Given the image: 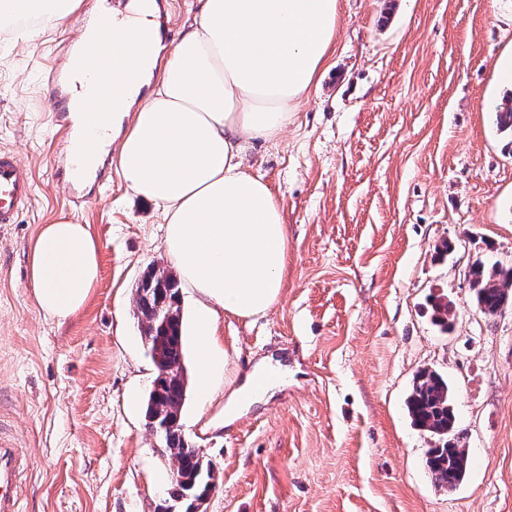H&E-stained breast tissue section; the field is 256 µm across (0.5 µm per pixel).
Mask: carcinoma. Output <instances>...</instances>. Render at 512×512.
Segmentation results:
<instances>
[{
  "label": "carcinoma",
  "instance_id": "carcinoma-1",
  "mask_svg": "<svg viewBox=\"0 0 512 512\" xmlns=\"http://www.w3.org/2000/svg\"><path fill=\"white\" fill-rule=\"evenodd\" d=\"M472 290L477 307L489 317L497 316L504 308L511 309L512 267H474ZM136 307L143 334L162 354L161 363L156 365L157 395L148 398L147 413L172 421L159 439L164 456L176 471V480L170 483L169 500L180 501L181 512H188L194 497L206 489L210 475L208 461L186 439L179 422L186 393L183 379L163 377L164 369L184 363L180 280L164 269L148 268L136 289ZM407 409L419 430L445 439L442 446L429 450L426 466L438 486L454 489L468 472L469 453L456 431L448 381L434 370L417 372Z\"/></svg>",
  "mask_w": 512,
  "mask_h": 512
}]
</instances>
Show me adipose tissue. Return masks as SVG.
<instances>
[{
    "mask_svg": "<svg viewBox=\"0 0 512 512\" xmlns=\"http://www.w3.org/2000/svg\"><path fill=\"white\" fill-rule=\"evenodd\" d=\"M76 0H0V31L39 34L64 23ZM153 0H131L114 31L112 79L125 97L105 103L122 131L117 163L126 185L161 207L164 246L182 281L205 299L195 313L198 383L211 392L224 353L220 313L251 317L277 302L288 255L281 206L242 168L244 137L276 139L312 87L336 35L337 0H201L191 29L164 65L143 56L136 30L159 28ZM31 284L46 315L65 321L99 274L90 228L61 219L30 246Z\"/></svg>",
    "mask_w": 512,
    "mask_h": 512,
    "instance_id": "adipose-tissue-1",
    "label": "adipose tissue"
}]
</instances>
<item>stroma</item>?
Returning <instances> with one entry per match:
<instances>
[{"mask_svg": "<svg viewBox=\"0 0 512 512\" xmlns=\"http://www.w3.org/2000/svg\"><path fill=\"white\" fill-rule=\"evenodd\" d=\"M100 9L78 0L32 39L0 32V148L33 183L29 207L0 225V429L31 459L21 512H161L166 498L135 295L148 265L175 268L161 211L117 171L74 204L53 167L43 68ZM510 53L512 0H339L334 45L290 124L246 140L245 170L282 208L288 264L266 313L220 316L211 396L197 384L196 295L181 291V422L218 471L207 512H512V309L484 315L470 287L474 264L512 266V135L496 120L512 97L496 63ZM60 219L99 246L98 281L63 322L38 308L29 276L32 241ZM267 357L287 377L225 419ZM426 368L451 386L469 450L452 490L426 466L439 439L406 408Z\"/></svg>", "mask_w": 512, "mask_h": 512, "instance_id": "35a3bbf8", "label": "stroma"}]
</instances>
